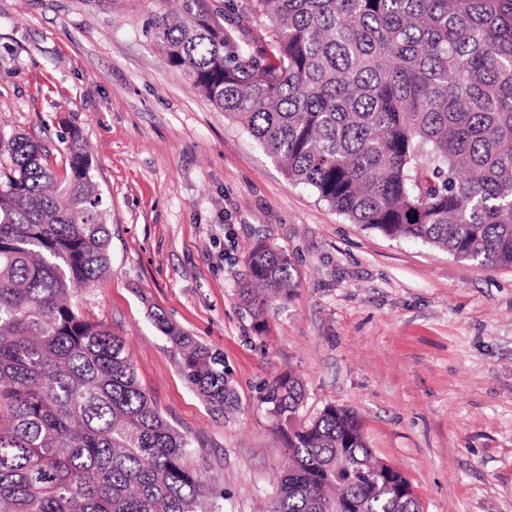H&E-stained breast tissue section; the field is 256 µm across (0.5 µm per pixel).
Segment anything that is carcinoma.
<instances>
[{
	"label": "carcinoma",
	"instance_id": "1",
	"mask_svg": "<svg viewBox=\"0 0 512 512\" xmlns=\"http://www.w3.org/2000/svg\"><path fill=\"white\" fill-rule=\"evenodd\" d=\"M257 37L210 0L146 23L167 64L242 124L288 178L353 223L512 268V0H250ZM62 169L30 136H0V512H217L191 440L140 386L125 338L78 294L110 267V230L87 146ZM242 297L256 320L297 269L257 241ZM157 330L197 395L238 396L224 356L163 313ZM277 378L265 400L288 438L272 512H421L401 472L328 404Z\"/></svg>",
	"mask_w": 512,
	"mask_h": 512
}]
</instances>
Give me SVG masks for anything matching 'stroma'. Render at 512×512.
<instances>
[{
    "label": "stroma",
    "instance_id": "35a3bbf8",
    "mask_svg": "<svg viewBox=\"0 0 512 512\" xmlns=\"http://www.w3.org/2000/svg\"><path fill=\"white\" fill-rule=\"evenodd\" d=\"M160 0H0V133L53 162L89 145L111 267L83 311L126 337L160 414L217 477L223 512H269L286 442L266 384L301 375L310 417L355 411L369 448L422 512H512V269L350 222L291 182L144 33ZM299 286L256 332L240 287L258 240ZM224 354L239 398L221 413L189 386L151 309Z\"/></svg>",
    "mask_w": 512,
    "mask_h": 512
}]
</instances>
